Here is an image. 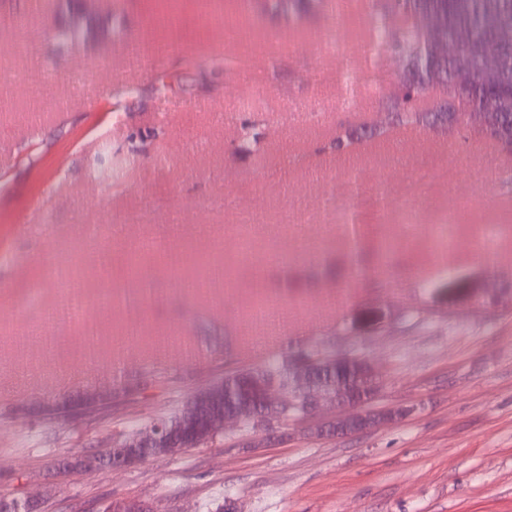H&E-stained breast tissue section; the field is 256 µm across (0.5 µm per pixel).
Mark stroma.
I'll list each match as a JSON object with an SVG mask.
<instances>
[{"label": "stroma", "mask_w": 512, "mask_h": 512, "mask_svg": "<svg viewBox=\"0 0 512 512\" xmlns=\"http://www.w3.org/2000/svg\"><path fill=\"white\" fill-rule=\"evenodd\" d=\"M0 0V499L91 512H512V152L477 134L400 127L348 155L341 120L392 104L394 58L369 61L365 11L289 19L262 0ZM77 25L82 40L53 35ZM243 31L225 70L219 26ZM288 32L287 43L278 36ZM335 44H327V35ZM260 154L233 140L242 120ZM357 220L395 245L352 284L330 266ZM456 225L453 248L436 229ZM453 274H446V267ZM418 319L406 322L403 308ZM284 314L276 352L348 334L384 379L373 408L412 407L348 438L284 426L124 469L64 477L225 373L267 357L256 316ZM123 373L113 377L114 365ZM111 394L74 419L64 398Z\"/></svg>", "instance_id": "obj_1"}]
</instances>
